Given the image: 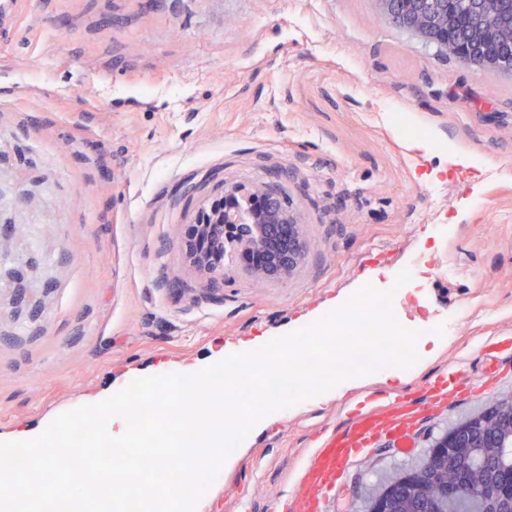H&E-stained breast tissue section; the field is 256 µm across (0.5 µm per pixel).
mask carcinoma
<instances>
[{
  "instance_id": "cac0c4a2",
  "label": "carcinoma",
  "mask_w": 512,
  "mask_h": 512,
  "mask_svg": "<svg viewBox=\"0 0 512 512\" xmlns=\"http://www.w3.org/2000/svg\"><path fill=\"white\" fill-rule=\"evenodd\" d=\"M511 473L505 426L494 448H469L464 459L450 453L416 467L412 482L389 501L390 512H512Z\"/></svg>"
}]
</instances>
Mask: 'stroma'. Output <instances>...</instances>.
<instances>
[{
  "instance_id": "35a3bbf8",
  "label": "stroma",
  "mask_w": 512,
  "mask_h": 512,
  "mask_svg": "<svg viewBox=\"0 0 512 512\" xmlns=\"http://www.w3.org/2000/svg\"><path fill=\"white\" fill-rule=\"evenodd\" d=\"M4 28L1 438L98 403L117 380L276 335L371 272L422 262L430 275L392 308L447 336L435 362L398 386L377 379L283 411L239 449L204 512H240L244 498L273 512L352 403L423 408L414 454L379 438L323 500V512H364L512 392V358L495 365L481 348L512 331V77L441 57L376 0H16ZM231 185L276 188L307 251L260 288L227 262L205 295L183 243L199 204ZM460 357L476 392L426 407L425 388Z\"/></svg>"
}]
</instances>
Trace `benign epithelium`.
Returning a JSON list of instances; mask_svg holds the SVG:
<instances>
[{
	"label": "benign epithelium",
	"mask_w": 512,
	"mask_h": 512,
	"mask_svg": "<svg viewBox=\"0 0 512 512\" xmlns=\"http://www.w3.org/2000/svg\"><path fill=\"white\" fill-rule=\"evenodd\" d=\"M385 17L393 25L436 45L439 54H448L469 64L512 74V54H498L494 45L505 35L512 36V0H471L465 22L454 12L455 0H377ZM265 206L256 211L249 231L236 237L235 246L244 254L263 253L270 265L252 269L260 283L270 282L298 267L306 252L297 216L287 211L270 187L252 191L240 187L224 189L203 208L194 224L196 235L185 244L190 264L200 275L199 290L206 294L224 282V262L215 257L224 253V231L238 227L237 202L252 203L257 198ZM512 421V412L501 410L496 398L479 413L446 432L435 444L437 453L450 448L462 452L481 443L480 432L501 421Z\"/></svg>",
	"instance_id": "1"
}]
</instances>
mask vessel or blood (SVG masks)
Returning <instances> with one entry per match:
<instances>
[{
    "label": "vessel or blood",
    "mask_w": 512,
    "mask_h": 512,
    "mask_svg": "<svg viewBox=\"0 0 512 512\" xmlns=\"http://www.w3.org/2000/svg\"><path fill=\"white\" fill-rule=\"evenodd\" d=\"M464 376L463 367L452 366L430 383L426 392L434 399L453 395ZM405 424L404 413L392 404L375 402L360 408L345 430L321 435L300 464L301 477L310 489L309 494L282 499L278 504L280 512H312L313 491L334 488L346 465L369 451L378 431H399Z\"/></svg>",
    "instance_id": "vessel-or-blood-1"
}]
</instances>
